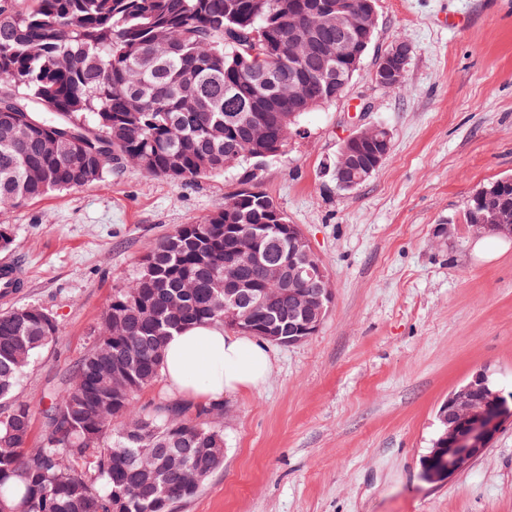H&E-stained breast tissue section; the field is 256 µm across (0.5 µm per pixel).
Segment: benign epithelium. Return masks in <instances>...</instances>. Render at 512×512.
I'll list each match as a JSON object with an SVG mask.
<instances>
[{
	"mask_svg": "<svg viewBox=\"0 0 512 512\" xmlns=\"http://www.w3.org/2000/svg\"><path fill=\"white\" fill-rule=\"evenodd\" d=\"M309 12L328 26L350 32L358 41L353 46L352 58H357L366 47L368 36L376 27L377 13L373 0L353 9L345 0H311ZM410 45L401 40L392 45L380 58L372 72V80L383 88L403 84ZM389 134L381 126L356 130L341 142L338 156L341 164L336 169L338 186L354 188L366 175L378 169L389 152ZM273 232L288 241V265L266 269L269 282L292 296L295 303V322L291 325L288 343L297 344L315 335L324 320V302L332 299V288L323 264L311 249L307 238L297 224H274ZM321 283L318 295L310 297L300 289L303 276ZM234 328L248 334L256 332L250 310L229 312ZM443 433L434 441L428 458L430 464L423 475L430 482H441L466 470L481 457L502 427L512 424V399L502 392H490L488 375L477 373L454 390L439 409Z\"/></svg>",
	"mask_w": 512,
	"mask_h": 512,
	"instance_id": "1",
	"label": "benign epithelium"
}]
</instances>
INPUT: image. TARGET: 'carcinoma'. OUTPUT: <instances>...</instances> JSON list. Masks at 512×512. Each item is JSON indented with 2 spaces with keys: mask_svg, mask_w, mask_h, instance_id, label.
I'll list each match as a JSON object with an SVG mask.
<instances>
[{
  "mask_svg": "<svg viewBox=\"0 0 512 512\" xmlns=\"http://www.w3.org/2000/svg\"><path fill=\"white\" fill-rule=\"evenodd\" d=\"M318 20L297 0H7L0 2V209L51 191L97 184L127 161L176 183L284 153L301 122L297 97L335 88L309 49L295 85L288 41ZM512 203V178L487 187L480 212ZM273 200L254 186L181 225L112 296L98 336L72 378L41 410L13 392L58 333L42 307L0 312V512H174L224 461L220 402L137 406L157 382L173 332L224 324V282L246 280L262 302L255 327L288 326L293 298L245 263L228 224H275ZM243 239L262 261L283 244L261 230Z\"/></svg>",
  "mask_w": 512,
  "mask_h": 512,
  "instance_id": "1",
  "label": "carcinoma"
}]
</instances>
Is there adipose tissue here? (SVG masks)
I'll use <instances>...</instances> for the list:
<instances>
[{"instance_id": "adipose-tissue-1", "label": "adipose tissue", "mask_w": 512, "mask_h": 512, "mask_svg": "<svg viewBox=\"0 0 512 512\" xmlns=\"http://www.w3.org/2000/svg\"><path fill=\"white\" fill-rule=\"evenodd\" d=\"M271 368L267 343L205 324L185 327L169 337L161 373L173 397L208 404L224 394L259 387Z\"/></svg>"}]
</instances>
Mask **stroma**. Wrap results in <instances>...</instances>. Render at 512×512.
Here are the masks:
<instances>
[{"label": "stroma", "instance_id": "35a3bbf8", "mask_svg": "<svg viewBox=\"0 0 512 512\" xmlns=\"http://www.w3.org/2000/svg\"><path fill=\"white\" fill-rule=\"evenodd\" d=\"M376 11L343 97L249 169L325 265L327 314L304 342L273 345L265 384L225 395L224 463L177 512H512V425L450 480L423 477L452 390L483 370L512 393V236L482 259L463 219L474 194L512 177V0H376ZM399 39L412 47L405 82L384 89L371 74ZM369 125L388 130L390 155L340 191V143ZM243 187L236 171L176 185L127 163L0 209L14 235L0 262L26 273L0 312L36 304L59 327L16 397L42 408L142 257Z\"/></svg>", "mask_w": 512, "mask_h": 512}]
</instances>
